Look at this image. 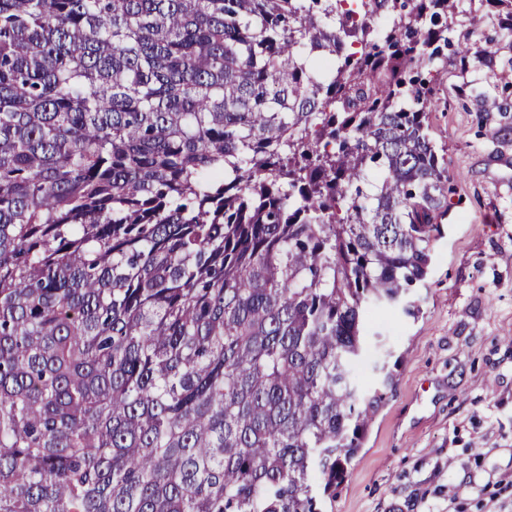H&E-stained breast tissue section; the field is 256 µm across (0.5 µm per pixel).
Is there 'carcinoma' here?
Segmentation results:
<instances>
[{"mask_svg":"<svg viewBox=\"0 0 512 512\" xmlns=\"http://www.w3.org/2000/svg\"><path fill=\"white\" fill-rule=\"evenodd\" d=\"M512 33V0H480ZM457 0H0V512H328L448 213Z\"/></svg>","mask_w":512,"mask_h":512,"instance_id":"obj_1","label":"carcinoma"}]
</instances>
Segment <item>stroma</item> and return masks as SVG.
<instances>
[{"mask_svg":"<svg viewBox=\"0 0 512 512\" xmlns=\"http://www.w3.org/2000/svg\"><path fill=\"white\" fill-rule=\"evenodd\" d=\"M498 64L440 76L431 135L453 175L417 317L375 310L355 368L367 392L393 382L339 489L335 512H512V35L488 19Z\"/></svg>","mask_w":512,"mask_h":512,"instance_id":"1","label":"stroma"}]
</instances>
